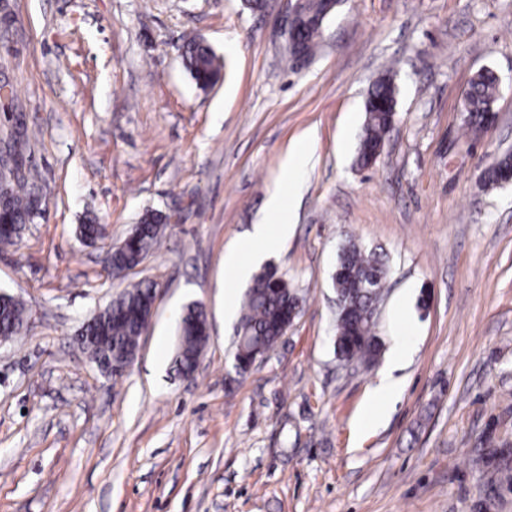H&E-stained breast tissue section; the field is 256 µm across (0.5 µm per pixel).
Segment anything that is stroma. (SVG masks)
<instances>
[{
	"label": "stroma",
	"mask_w": 512,
	"mask_h": 512,
	"mask_svg": "<svg viewBox=\"0 0 512 512\" xmlns=\"http://www.w3.org/2000/svg\"><path fill=\"white\" fill-rule=\"evenodd\" d=\"M0 23V140L15 123L42 195L0 245V293L27 332L0 346V512H512V182L482 173L512 150V0H342L319 52L288 59V0H9ZM222 62L201 90L186 38ZM499 78L496 126L468 134L465 91ZM391 76L398 122L355 162L372 84ZM312 154L299 179L292 144ZM281 189L295 231L267 266L302 298L276 349L232 368L224 255L268 220ZM160 249L124 276L105 253L141 216ZM106 236L83 242L87 219ZM386 254L377 364L334 351L330 286L346 241ZM157 283L140 354L117 377L77 346L129 284ZM202 304L209 342L194 381L173 363L178 312ZM400 389L364 405L397 344Z\"/></svg>",
	"instance_id": "1"
}]
</instances>
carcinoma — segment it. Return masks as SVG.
<instances>
[{
	"mask_svg": "<svg viewBox=\"0 0 512 512\" xmlns=\"http://www.w3.org/2000/svg\"><path fill=\"white\" fill-rule=\"evenodd\" d=\"M321 31L308 27L300 32V51L313 58ZM183 62L197 86L206 89L219 78L221 63L215 53L195 37L183 45ZM497 79L482 73L472 81L464 104L466 129L476 134L482 127L484 114L494 105ZM396 104L395 86L391 79H378L366 103L364 134L360 141L357 162L370 165L378 156L390 132L392 112ZM16 173L8 190L0 194V244H13L17 232L33 222L39 213L40 199L31 174L25 173L22 160L13 154ZM497 168L484 175L488 186L498 184V176L512 171V155L502 154L496 160ZM164 220L157 213L145 214L134 233L128 235L127 246L112 257L113 270L121 272L158 249L162 239ZM337 267L344 276H332L331 285L336 296L343 297L348 310L336 311L334 348L336 357L352 360L359 365L373 366L381 355V343L371 329L373 309L382 297V283L388 267L382 253L367 251L354 241L341 248ZM155 298V283L142 280L113 298L102 313L91 317L84 326V342L80 347L97 357L112 358V353H123L139 345L141 312ZM300 296L284 275L272 268H264L252 278L246 288L241 314L236 326L234 368L245 369L249 364L272 352L282 339L290 313L297 308ZM27 323L24 303L10 294H0V336L11 337ZM209 324L203 308L191 305L178 324V337L173 358L178 370L192 368L201 345L208 339Z\"/></svg>",
	"mask_w": 512,
	"mask_h": 512,
	"instance_id": "1",
	"label": "carcinoma"
}]
</instances>
